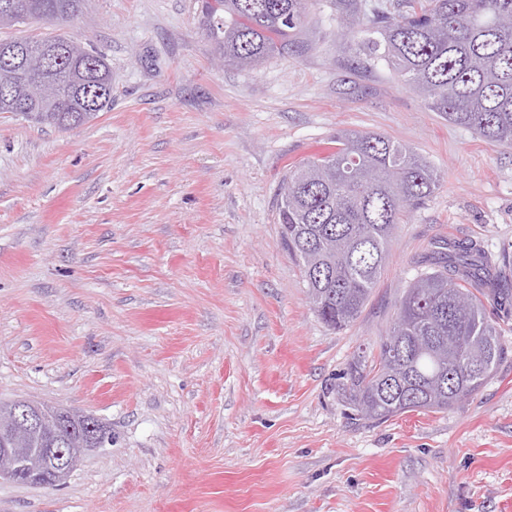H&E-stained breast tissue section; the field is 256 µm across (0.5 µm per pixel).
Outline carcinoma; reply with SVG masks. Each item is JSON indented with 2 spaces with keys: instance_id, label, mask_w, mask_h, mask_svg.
I'll use <instances>...</instances> for the list:
<instances>
[{
  "instance_id": "obj_1",
  "label": "carcinoma",
  "mask_w": 512,
  "mask_h": 512,
  "mask_svg": "<svg viewBox=\"0 0 512 512\" xmlns=\"http://www.w3.org/2000/svg\"><path fill=\"white\" fill-rule=\"evenodd\" d=\"M0 28L83 15L84 0H0ZM309 0H205L202 25L224 62L258 66L288 51L307 25ZM395 18L363 23L359 50L384 60L429 110L472 129L492 146L512 147V0H405ZM28 59L2 61L0 112L62 131L85 125L112 102L106 58L62 32L24 39ZM55 52V70L38 59ZM437 171L413 148L376 132L336 133L331 146L288 168L277 202L288 253L301 266L312 309L333 330L363 312L390 257L397 225L439 188ZM436 266L411 282L377 355L357 354L338 387L367 421L441 412L485 385L504 352L484 299L512 306L480 244L444 243ZM67 438L92 448L112 443L101 421L72 424Z\"/></svg>"
}]
</instances>
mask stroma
I'll list each match as a JSON object with an SVG mask.
<instances>
[{
    "instance_id": "stroma-1",
    "label": "stroma",
    "mask_w": 512,
    "mask_h": 512,
    "mask_svg": "<svg viewBox=\"0 0 512 512\" xmlns=\"http://www.w3.org/2000/svg\"><path fill=\"white\" fill-rule=\"evenodd\" d=\"M202 4L86 0L69 33L107 57L111 108L69 131L0 113V399L112 429L62 489L0 480V512H512V316L493 375L448 411L355 421L335 390L434 241L481 240L512 284V148L359 52L346 19L396 0H314L253 70L216 63ZM341 130L406 143L441 185L334 331L276 201Z\"/></svg>"
}]
</instances>
